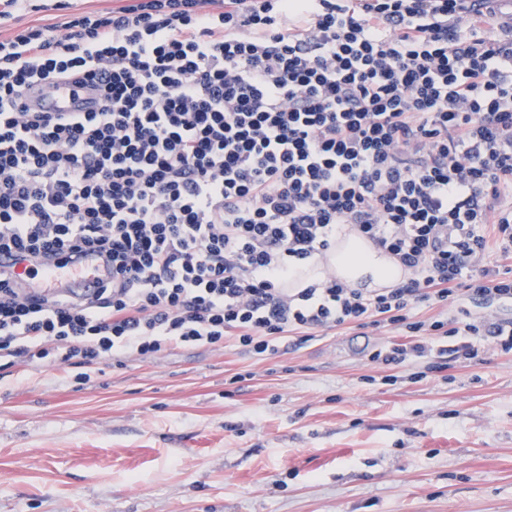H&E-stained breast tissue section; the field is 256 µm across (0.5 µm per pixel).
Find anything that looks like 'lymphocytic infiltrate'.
Masks as SVG:
<instances>
[{"label":"lymphocytic infiltrate","mask_w":512,"mask_h":512,"mask_svg":"<svg viewBox=\"0 0 512 512\" xmlns=\"http://www.w3.org/2000/svg\"><path fill=\"white\" fill-rule=\"evenodd\" d=\"M128 0L0 39V361L90 365L175 347L278 353L345 325L426 379L482 341L512 352V37L491 0ZM91 85L95 112L29 110ZM396 258L391 288H288L344 225ZM75 254L83 300L25 282ZM457 302L454 321L415 319Z\"/></svg>","instance_id":"1"}]
</instances>
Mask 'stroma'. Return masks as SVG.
<instances>
[{"label":"stroma","mask_w":512,"mask_h":512,"mask_svg":"<svg viewBox=\"0 0 512 512\" xmlns=\"http://www.w3.org/2000/svg\"><path fill=\"white\" fill-rule=\"evenodd\" d=\"M112 0H18L0 35ZM397 330L0 366V512H512V352L369 385ZM250 380L232 385L238 373Z\"/></svg>","instance_id":"1"}]
</instances>
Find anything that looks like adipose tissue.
Returning <instances> with one entry per match:
<instances>
[{"mask_svg": "<svg viewBox=\"0 0 512 512\" xmlns=\"http://www.w3.org/2000/svg\"><path fill=\"white\" fill-rule=\"evenodd\" d=\"M329 275L356 288L375 289L393 287L406 272L392 256L352 232L338 236L335 249L323 260L290 270L288 285L303 288Z\"/></svg>", "mask_w": 512, "mask_h": 512, "instance_id": "1", "label": "adipose tissue"}]
</instances>
